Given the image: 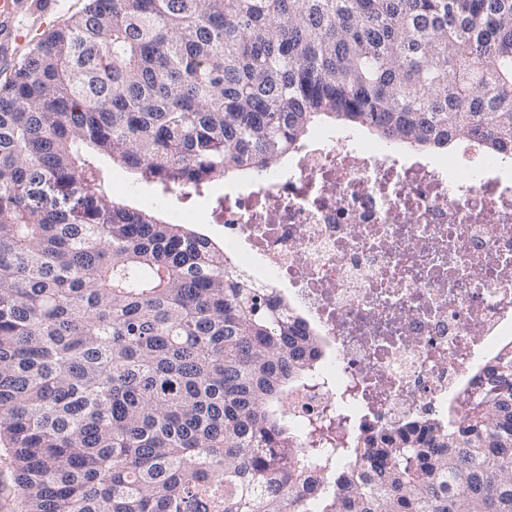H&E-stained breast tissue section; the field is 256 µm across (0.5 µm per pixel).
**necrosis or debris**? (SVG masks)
I'll use <instances>...</instances> for the list:
<instances>
[{
	"mask_svg": "<svg viewBox=\"0 0 512 512\" xmlns=\"http://www.w3.org/2000/svg\"><path fill=\"white\" fill-rule=\"evenodd\" d=\"M211 215L234 264L321 342L315 380L288 402L305 443L331 416L347 438L462 417L512 342V172L496 158L421 160L319 130L287 169L225 186Z\"/></svg>",
	"mask_w": 512,
	"mask_h": 512,
	"instance_id": "4bbe7bcc",
	"label": "necrosis or debris"
}]
</instances>
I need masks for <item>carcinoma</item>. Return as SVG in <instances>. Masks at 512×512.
I'll use <instances>...</instances> for the list:
<instances>
[{
    "mask_svg": "<svg viewBox=\"0 0 512 512\" xmlns=\"http://www.w3.org/2000/svg\"><path fill=\"white\" fill-rule=\"evenodd\" d=\"M512 158V0H88L0 83V440L24 512H512V345L458 420L305 448L316 338L109 199L267 170L316 125Z\"/></svg>",
    "mask_w": 512,
    "mask_h": 512,
    "instance_id": "cac0c4a2",
    "label": "carcinoma"
}]
</instances>
